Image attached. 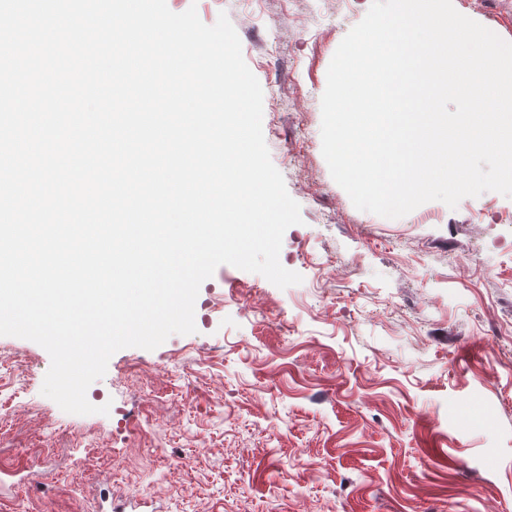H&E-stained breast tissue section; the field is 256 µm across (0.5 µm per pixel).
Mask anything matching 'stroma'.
Returning <instances> with one entry per match:
<instances>
[{
    "instance_id": "obj_1",
    "label": "stroma",
    "mask_w": 512,
    "mask_h": 512,
    "mask_svg": "<svg viewBox=\"0 0 512 512\" xmlns=\"http://www.w3.org/2000/svg\"><path fill=\"white\" fill-rule=\"evenodd\" d=\"M371 0H167L227 13L299 204L281 289L220 265L196 333L114 353L87 390L41 393L51 360L0 336V512H512V198L354 207L322 155L321 97ZM512 42V0H453Z\"/></svg>"
}]
</instances>
